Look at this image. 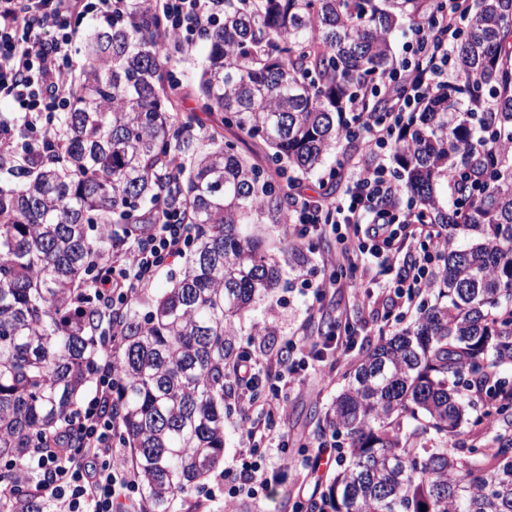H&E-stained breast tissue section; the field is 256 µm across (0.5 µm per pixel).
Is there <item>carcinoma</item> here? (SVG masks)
<instances>
[{"mask_svg":"<svg viewBox=\"0 0 512 512\" xmlns=\"http://www.w3.org/2000/svg\"><path fill=\"white\" fill-rule=\"evenodd\" d=\"M203 31L204 112H220L272 152L249 162L218 131L202 145L181 115L162 50L161 16L128 0L90 34L57 139L28 138L0 114V491L33 448L63 433L95 378L112 318L95 297L98 262L153 223L141 203L185 208L194 234L172 287L145 314L125 312L109 412L147 512H174L224 461V369L236 318L279 287V266L252 225L288 223L286 169L314 173L351 129L353 106L396 65L403 24L436 30L423 0H213ZM455 75L396 133L402 192L452 243L413 322L362 353L326 414L347 436L341 468L309 512H512V0H468ZM487 130L509 138L472 149ZM190 160L189 176L174 168ZM288 164L283 168L282 164ZM474 170L473 194L448 179ZM462 237L467 245L458 246ZM491 421V451L448 446Z\"/></svg>","mask_w":512,"mask_h":512,"instance_id":"obj_1","label":"carcinoma"}]
</instances>
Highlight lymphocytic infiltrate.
I'll list each match as a JSON object with an SVG mask.
<instances>
[{
	"instance_id": "obj_1",
	"label": "lymphocytic infiltrate",
	"mask_w": 512,
	"mask_h": 512,
	"mask_svg": "<svg viewBox=\"0 0 512 512\" xmlns=\"http://www.w3.org/2000/svg\"><path fill=\"white\" fill-rule=\"evenodd\" d=\"M148 4L161 11L165 36L177 39L186 50L195 35L216 19L212 0H148ZM463 4L464 0H448L439 12L442 38L413 30L403 58L382 81L389 102L387 117L376 121L359 114L358 123L373 152L391 149L406 113L418 111L428 94L452 75V47L464 24ZM125 9L126 0H0V99L9 100L15 111L29 117L35 135H50L49 113L66 107L70 78L79 66L73 50L79 24L87 18L98 23L118 19ZM345 165L348 181L341 200L302 198L288 219V237L303 244L329 233L343 244L341 251L323 258L332 272L314 284V298L341 287L343 277H354L359 267L372 265L378 275H393L391 304L399 316H406L433 287L444 241L426 225L413 223L411 214L401 213L396 201L402 190L388 178L383 163L369 166L349 158ZM157 213L148 233L104 263L96 282L98 300L105 308L115 312L128 308L188 249L192 227L183 222L181 210L161 207ZM412 247L417 254L410 266L394 273L399 253ZM121 348L120 336H113L96 374L93 397L71 414L80 434L78 444L60 454L33 449L29 463L18 473L16 489L0 494V512H19L23 500L31 496L39 501L41 512H146L136 494L134 474L120 463L122 423L105 412L121 386L115 367ZM233 372L246 389L269 391L262 404L243 405L240 417L246 440L241 490L256 497L271 486L272 461L263 455V448L272 442L279 455L288 452L287 432L271 435L268 422L281 413L285 376L297 375L298 370L290 364L285 374L263 376L244 355Z\"/></svg>"
}]
</instances>
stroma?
Instances as JSON below:
<instances>
[{
  "instance_id": "obj_1",
  "label": "stroma",
  "mask_w": 512,
  "mask_h": 512,
  "mask_svg": "<svg viewBox=\"0 0 512 512\" xmlns=\"http://www.w3.org/2000/svg\"><path fill=\"white\" fill-rule=\"evenodd\" d=\"M207 50L204 43H196L181 57L176 74L181 81L182 96L178 101L180 112L197 111L198 76L205 63ZM364 157L362 140L341 141L335 154L326 165L311 174L295 173V184L306 194L314 195L332 189L334 198H341L345 188L343 178L336 176L344 156ZM267 236L270 257L279 263L282 277L279 288L261 305L243 313L236 320L238 334L235 338L238 353L252 356L260 372L282 370L285 364V346L291 336H316L326 323L349 319L357 325L356 350L350 355H330L324 363L329 370L328 379H320L313 371L301 372L300 383L283 389L287 419H273L271 426L288 431L293 446L288 458L278 461L271 471L272 488L265 497L252 499L241 496L233 502L209 500L206 490L215 484L231 488L240 481V457L243 440L240 429L239 402L248 392L239 386L233 374L224 377V461L221 467L207 479L204 488L189 494L177 505L178 512H301L302 504L308 503L310 488L305 485V473L299 464L306 454L305 448L322 436L325 413L345 382L348 373L361 351L376 345L380 340L385 313L389 308L387 295L374 290L370 298L360 299L353 289L330 290L314 301L302 290L303 281H315L323 275L320 258L337 251L340 241L332 236L319 237L311 242L310 261L300 266L292 262L288 253L286 225L266 224L262 227Z\"/></svg>"
}]
</instances>
